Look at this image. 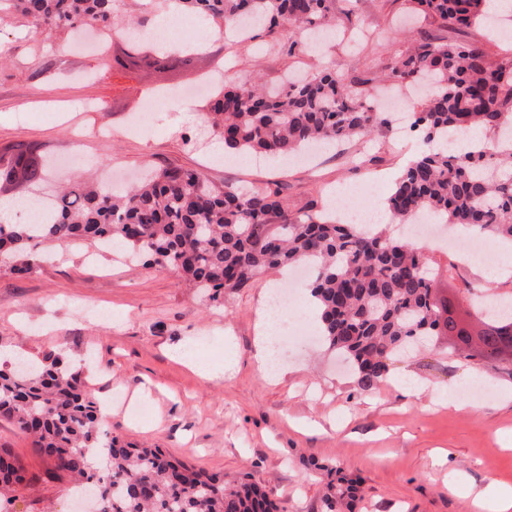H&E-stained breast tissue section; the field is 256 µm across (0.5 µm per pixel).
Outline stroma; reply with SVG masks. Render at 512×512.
Segmentation results:
<instances>
[{
	"instance_id": "35a3bbf8",
	"label": "stroma",
	"mask_w": 512,
	"mask_h": 512,
	"mask_svg": "<svg viewBox=\"0 0 512 512\" xmlns=\"http://www.w3.org/2000/svg\"><path fill=\"white\" fill-rule=\"evenodd\" d=\"M402 0H336L341 33L361 38L395 35L367 47L341 40L287 54V29L278 48L260 34L231 41L211 20L192 13L181 21L188 40L209 30L204 51L175 72L112 73L111 52L73 50L74 36L60 30L43 38L29 19L0 13V155L23 146L47 160L42 183L52 190L65 177L96 175L123 186L144 165L201 170L216 185L284 187L293 211L345 209L348 193L370 196L377 211L401 169L421 149L416 131L381 129L368 143L383 176L370 192L347 152L323 149L300 160L238 161L217 136L202 133V99L185 91L220 71L234 78L260 77L279 87L289 75L338 62L348 79L388 73L410 38L454 36L488 43L484 27L448 33L427 17L401 23ZM156 86L170 87L157 112L144 107ZM99 110L79 111L84 102ZM468 237L454 254L429 252L442 273L445 296L488 289L507 292L506 280H489L468 260ZM40 261L19 274L0 257V353L12 350L39 360L64 352L107 408L111 434L134 444L156 445L187 464L223 475L225 484L249 481L270 492L287 512H325L327 472L338 466L360 479L353 512H480L477 493L512 492V366L452 353L453 337L395 361L389 378L361 391L340 361L314 335L303 304L288 314L292 336L280 348L282 382L266 380L253 358L257 311L280 273L225 295L223 304L176 272L126 262L88 245H41ZM184 348L213 370L200 377L176 354ZM413 379L416 394L401 392ZM0 448L11 449L26 469V488L11 493L9 512H73L67 481L48 479L50 461L32 439L0 421Z\"/></svg>"
}]
</instances>
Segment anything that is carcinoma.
I'll list each match as a JSON object with an SVG mask.
<instances>
[{
    "mask_svg": "<svg viewBox=\"0 0 512 512\" xmlns=\"http://www.w3.org/2000/svg\"><path fill=\"white\" fill-rule=\"evenodd\" d=\"M118 0H3L30 19L33 32L59 29L115 31ZM182 10L204 14L222 27L245 20L273 34L287 21L299 31L336 28L333 0H175ZM408 9L458 31L480 22L491 28L485 0H405ZM186 50L155 52L130 38L125 69L174 71L191 63ZM401 83L429 86L421 110L411 113L424 148L395 179L387 210L401 224L430 213L443 224L477 228L512 241V145L471 151L448 148L457 131L498 133L512 129V58L499 59L475 44L425 40L400 53L392 67ZM376 91L348 82L339 64L265 89L239 80L203 105L200 119L241 153L286 157L323 142H369L388 126L376 110ZM22 175L30 185L44 180L45 165L31 149L14 151L0 165V181ZM37 224H0V254L31 267L30 244H112L143 255L160 268L224 302V293L248 288L272 269L305 266L319 310V336L351 365L362 391L375 389L394 357L431 336L456 335L454 321L481 338L470 358L497 349L512 352V317L460 307L437 296L432 258L384 229L367 231L336 221V215L294 212L279 189L256 185L242 191L218 187L195 169L167 167L116 191L109 184L73 182L54 198L37 196ZM0 419L33 439L53 463V475L97 490L101 512H279L270 494L252 483L224 487V478L195 469L159 448H135L102 428L100 407L84 379L63 366L61 355L27 362V370L0 369ZM23 467L0 448V497L25 483ZM326 512H344L359 483L339 477L329 485Z\"/></svg>",
    "mask_w": 512,
    "mask_h": 512,
    "instance_id": "obj_1",
    "label": "carcinoma"
}]
</instances>
